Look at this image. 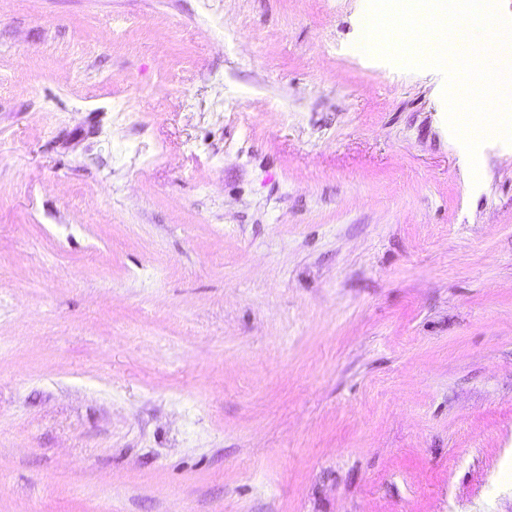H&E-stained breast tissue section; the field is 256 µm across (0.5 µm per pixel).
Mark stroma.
Masks as SVG:
<instances>
[{
    "label": "stroma",
    "instance_id": "1",
    "mask_svg": "<svg viewBox=\"0 0 512 512\" xmlns=\"http://www.w3.org/2000/svg\"><path fill=\"white\" fill-rule=\"evenodd\" d=\"M366 26L0 11V512H512V144Z\"/></svg>",
    "mask_w": 512,
    "mask_h": 512
}]
</instances>
